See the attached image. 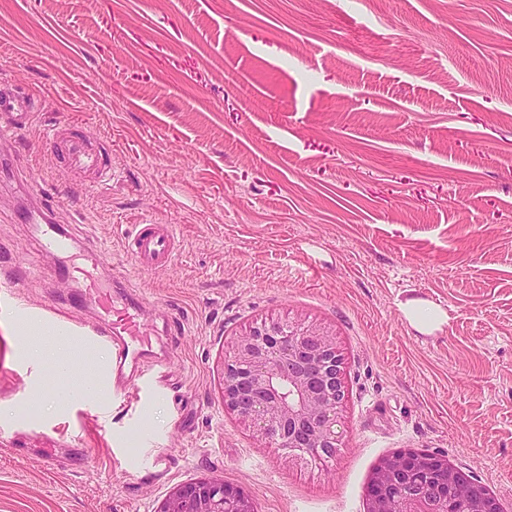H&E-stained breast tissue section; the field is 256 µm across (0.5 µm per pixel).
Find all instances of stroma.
<instances>
[{
	"instance_id": "1",
	"label": "stroma",
	"mask_w": 512,
	"mask_h": 512,
	"mask_svg": "<svg viewBox=\"0 0 512 512\" xmlns=\"http://www.w3.org/2000/svg\"><path fill=\"white\" fill-rule=\"evenodd\" d=\"M0 81L35 100L1 148L0 294L57 327L123 277L171 347L120 390L84 342L101 396L37 408L57 380L0 317V512H156L199 479L256 512H366L403 449L448 455L512 512V0H0ZM63 124L111 181L58 170ZM32 181L71 236L60 258L16 214ZM145 218L172 227L168 267L125 250ZM410 305L445 320L419 331ZM271 316L343 351V446L317 467L222 405L232 337Z\"/></svg>"
}]
</instances>
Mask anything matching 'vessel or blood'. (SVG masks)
Returning a JSON list of instances; mask_svg holds the SVG:
<instances>
[{"label": "vessel or blood", "instance_id": "obj_1", "mask_svg": "<svg viewBox=\"0 0 512 512\" xmlns=\"http://www.w3.org/2000/svg\"><path fill=\"white\" fill-rule=\"evenodd\" d=\"M33 109L34 102L30 96L1 89L0 112L6 114L7 122L0 127V141L15 139L18 132L29 124ZM49 145L52 153L61 160L62 173L90 175L96 185L110 178L111 172L103 162L101 149L71 128H54L49 135ZM24 215L29 223L45 225L42 246L47 254L65 249L69 234L62 227L53 225L47 209L28 207ZM125 249L139 267L163 268L169 266L174 257V237L169 225L140 224L127 239ZM96 303L105 313H116L117 318L109 323H96L87 335L88 340L108 347L117 366L129 365L136 372H144L152 341L139 320L138 299L128 300L120 308L107 296L97 297Z\"/></svg>", "mask_w": 512, "mask_h": 512}]
</instances>
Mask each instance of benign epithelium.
<instances>
[{
    "instance_id": "benign-epithelium-1",
    "label": "benign epithelium",
    "mask_w": 512,
    "mask_h": 512,
    "mask_svg": "<svg viewBox=\"0 0 512 512\" xmlns=\"http://www.w3.org/2000/svg\"><path fill=\"white\" fill-rule=\"evenodd\" d=\"M224 409L275 447L288 462L308 465L341 447L338 410L346 401L344 357L326 327L268 318L231 342L219 378ZM501 512L499 500L446 454L407 449L374 467L366 512ZM155 512H255L238 485L195 481L174 486Z\"/></svg>"
}]
</instances>
